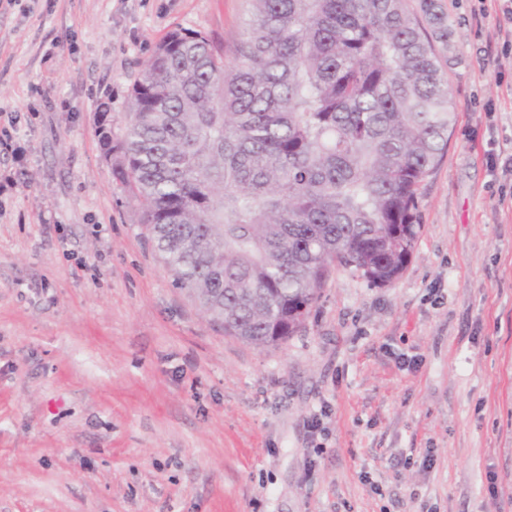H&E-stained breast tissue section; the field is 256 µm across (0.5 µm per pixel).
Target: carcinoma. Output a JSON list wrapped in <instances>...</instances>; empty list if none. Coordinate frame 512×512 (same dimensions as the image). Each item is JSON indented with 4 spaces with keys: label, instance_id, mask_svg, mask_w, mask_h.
<instances>
[{
    "label": "carcinoma",
    "instance_id": "cac0c4a2",
    "mask_svg": "<svg viewBox=\"0 0 512 512\" xmlns=\"http://www.w3.org/2000/svg\"><path fill=\"white\" fill-rule=\"evenodd\" d=\"M231 50L160 42L132 85L112 172L156 252L224 334L297 335L329 279L405 271L420 189L455 121L438 0H249Z\"/></svg>",
    "mask_w": 512,
    "mask_h": 512
}]
</instances>
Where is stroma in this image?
<instances>
[{"mask_svg":"<svg viewBox=\"0 0 512 512\" xmlns=\"http://www.w3.org/2000/svg\"><path fill=\"white\" fill-rule=\"evenodd\" d=\"M442 2L457 118L406 270L337 272L257 348L175 286L100 134L247 0H0V512H512V47L498 0Z\"/></svg>","mask_w":512,"mask_h":512,"instance_id":"stroma-1","label":"stroma"}]
</instances>
